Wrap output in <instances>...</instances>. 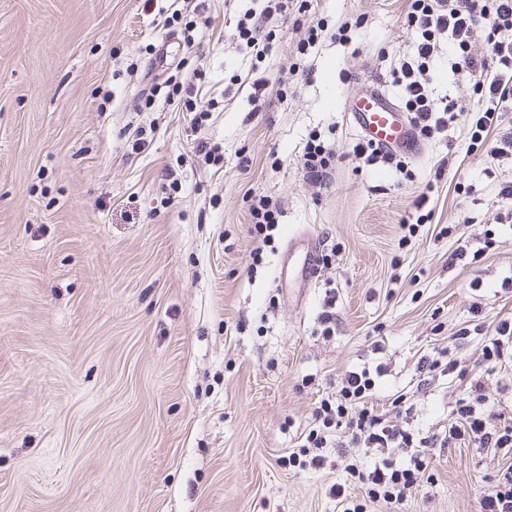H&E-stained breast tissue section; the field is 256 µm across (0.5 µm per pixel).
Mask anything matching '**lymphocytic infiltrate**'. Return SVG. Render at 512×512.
<instances>
[{
  "mask_svg": "<svg viewBox=\"0 0 512 512\" xmlns=\"http://www.w3.org/2000/svg\"><path fill=\"white\" fill-rule=\"evenodd\" d=\"M407 24L413 33L412 50L392 72L404 106L418 136L430 139L465 119L454 100L435 99L430 88V67L440 39L454 50L452 69L465 70L474 79V88L483 103L470 118L472 151L486 152L500 159L512 157V137L488 142L492 128L498 127L502 113L512 112V0H411ZM482 36L484 55H475L472 41ZM493 70L486 79L485 70ZM334 153L320 135H312L302 155V177L314 185L329 181ZM512 362V321H499L485 337L479 356V370L466 368L446 348H436L422 356L416 369L420 374H439L462 379L467 387L451 409L444 431L426 435L409 427L404 417L411 411L403 398L393 400L392 410L381 411L374 403L378 378L386 364L346 371L336 390L318 401L312 412L313 427L300 451V467L319 470L325 462L324 449L338 454L361 451L364 459L347 466L344 481L334 483L330 493L342 512H363L352 488L363 489L373 501L396 504L423 480L428 469L426 449L453 448L473 443L477 451L512 453V405L491 401L484 374Z\"/></svg>",
  "mask_w": 512,
  "mask_h": 512,
  "instance_id": "1",
  "label": "lymphocytic infiltrate"
}]
</instances>
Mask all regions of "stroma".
<instances>
[{
	"instance_id": "35a3bbf8",
	"label": "stroma",
	"mask_w": 512,
	"mask_h": 512,
	"mask_svg": "<svg viewBox=\"0 0 512 512\" xmlns=\"http://www.w3.org/2000/svg\"><path fill=\"white\" fill-rule=\"evenodd\" d=\"M267 5L0 0V512H339L329 488L346 457L283 463L318 399L380 335L377 404L413 394L417 426L442 431L466 385H420L417 360L446 346L474 365L481 335L454 338L473 301L487 325L512 318V198L499 193L512 162L470 151L464 121L425 140L407 176L353 154L341 100L390 85L411 50L410 0H292L257 64L232 25ZM320 18L349 21L352 43L326 32L299 54ZM171 63L204 124L170 100ZM450 63L440 48L434 97L478 111L473 77ZM313 131L335 154L321 188L301 172ZM203 141L217 160L198 156ZM255 195L280 205L257 266ZM294 234L323 255L308 285ZM461 249L482 256L449 264ZM511 464L438 450L402 504L367 512H479Z\"/></svg>"
}]
</instances>
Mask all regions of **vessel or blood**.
I'll use <instances>...</instances> for the list:
<instances>
[{"label":"vessel or blood","instance_id":"obj_1","mask_svg":"<svg viewBox=\"0 0 512 512\" xmlns=\"http://www.w3.org/2000/svg\"><path fill=\"white\" fill-rule=\"evenodd\" d=\"M350 116L361 135L385 148L405 144L412 156H420L422 143L410 131L406 113L400 112L390 90L379 89L356 99L350 106Z\"/></svg>","mask_w":512,"mask_h":512}]
</instances>
